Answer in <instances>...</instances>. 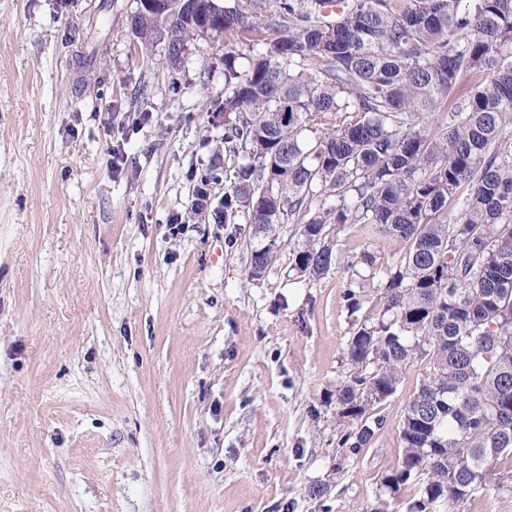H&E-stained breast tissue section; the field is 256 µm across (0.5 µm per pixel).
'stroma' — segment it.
I'll return each mask as SVG.
<instances>
[{
    "label": "stroma",
    "mask_w": 512,
    "mask_h": 512,
    "mask_svg": "<svg viewBox=\"0 0 512 512\" xmlns=\"http://www.w3.org/2000/svg\"><path fill=\"white\" fill-rule=\"evenodd\" d=\"M100 2L0 0V512H408L416 482L383 479L428 363L371 406L360 450L326 401L378 311L370 290L348 307L351 262L394 265L406 242L348 225L345 264L314 279L285 223L251 278L253 225L217 219L242 162L224 150L223 49L196 41L168 67L131 33L137 0ZM456 512H512V480Z\"/></svg>",
    "instance_id": "stroma-1"
}]
</instances>
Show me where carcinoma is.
Here are the masks:
<instances>
[{"instance_id":"carcinoma-1","label":"carcinoma","mask_w":512,"mask_h":512,"mask_svg":"<svg viewBox=\"0 0 512 512\" xmlns=\"http://www.w3.org/2000/svg\"><path fill=\"white\" fill-rule=\"evenodd\" d=\"M207 2L224 9L207 31L166 0L161 17L133 13L131 32L173 68L194 41L224 45V151L244 158L224 220L243 208L266 240L251 276L285 222L311 278L342 263L334 235L349 224L409 244L393 266L361 254L369 274L345 297L356 308L367 286L380 310L349 340L351 373L328 402L351 424L339 444L362 448L379 425L372 395L428 360L384 482L420 483L412 512H454L512 456V0H340L334 14L328 0Z\"/></svg>"}]
</instances>
